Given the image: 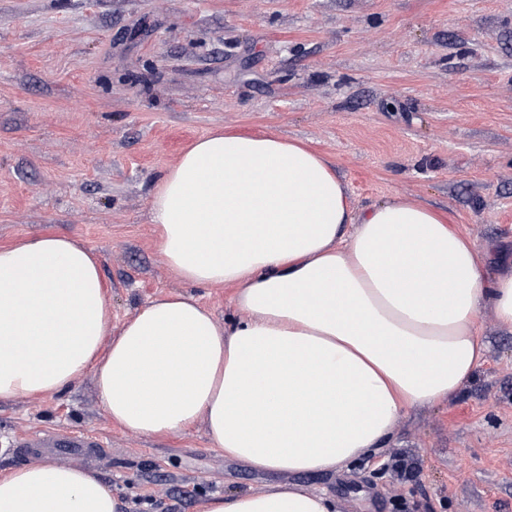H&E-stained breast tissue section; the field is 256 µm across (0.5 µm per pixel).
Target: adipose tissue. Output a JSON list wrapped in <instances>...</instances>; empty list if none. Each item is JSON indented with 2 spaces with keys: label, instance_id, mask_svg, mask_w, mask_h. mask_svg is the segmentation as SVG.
<instances>
[{
  "label": "adipose tissue",
  "instance_id": "ef3b65f1",
  "mask_svg": "<svg viewBox=\"0 0 512 512\" xmlns=\"http://www.w3.org/2000/svg\"><path fill=\"white\" fill-rule=\"evenodd\" d=\"M152 222L184 282L233 288L217 327L165 295L112 328L91 249L66 235L0 247V400L93 372L107 417L144 436L203 422L225 455L287 475L198 512H337L296 476L382 448L413 408L456 396L488 350L485 307L512 327V270L490 274L443 212L391 200L353 213L323 155L215 130L155 186ZM96 473L42 460L0 474V512H123Z\"/></svg>",
  "mask_w": 512,
  "mask_h": 512
}]
</instances>
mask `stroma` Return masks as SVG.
<instances>
[{"label":"stroma","instance_id":"35a3bbf8","mask_svg":"<svg viewBox=\"0 0 512 512\" xmlns=\"http://www.w3.org/2000/svg\"><path fill=\"white\" fill-rule=\"evenodd\" d=\"M217 128L301 141L353 210L432 206L491 272L512 265V0H0V246L82 240L113 327L167 293L236 317L232 288L168 269L150 212L159 178ZM478 329L489 353L457 396L405 414L378 456L300 483L338 512H512V328L487 308ZM58 433L86 445L47 446ZM398 452L420 462L413 480L387 471ZM45 458L151 512L275 480L203 426L112 423L90 373L0 403V473Z\"/></svg>","mask_w":512,"mask_h":512}]
</instances>
